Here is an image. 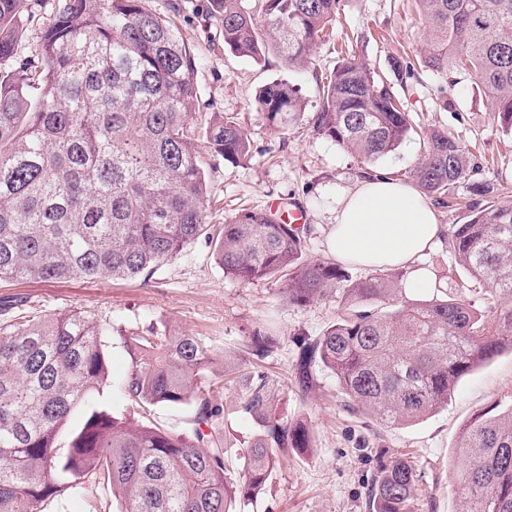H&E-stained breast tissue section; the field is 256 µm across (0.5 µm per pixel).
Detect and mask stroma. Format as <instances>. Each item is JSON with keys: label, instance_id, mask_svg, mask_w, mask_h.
Here are the masks:
<instances>
[{"label": "stroma", "instance_id": "stroma-1", "mask_svg": "<svg viewBox=\"0 0 512 512\" xmlns=\"http://www.w3.org/2000/svg\"><path fill=\"white\" fill-rule=\"evenodd\" d=\"M175 1L181 35L197 57L195 82L203 101L211 111L235 117L251 142L246 160L206 157L209 223H224L243 208H267L274 200L293 205L305 216L307 257L331 259L327 240L344 194L370 168L409 180L421 153L419 141H405L370 166L316 135L305 122L274 129L257 111L255 95L266 83L283 81L299 89L307 111L313 112L321 100L320 75L332 70L340 50L353 49L383 75L390 72L391 57L417 58L424 23L415 0H347L332 40L321 45L312 69L288 67L273 55L262 60L237 56L224 47L210 0ZM406 97L417 130L448 129L470 149L482 167L480 180L491 184L495 197L512 200V134L466 72L446 77L420 72ZM281 288L276 280L244 284L226 276L212 248L200 240L145 279L3 281L0 304L18 301L27 311L48 316L84 311L116 328L135 323L165 327L202 337L236 358L245 353L254 331L272 334V351L262 366L283 392L289 417L310 428L313 446L280 458L250 512H366L377 462L400 456L414 461L421 475L413 512H461L454 480L460 430L512 395V354L502 353L460 379L440 411L383 428L348 410L330 373H317L309 397L297 398L295 342L320 336L335 320L338 303L332 299L298 307L284 299ZM105 345L111 373L105 399L115 413L135 423L148 418L175 432L191 429L188 408L160 406L147 415L126 397L121 382L130 366L128 352L115 335L106 337Z\"/></svg>", "mask_w": 512, "mask_h": 512}]
</instances>
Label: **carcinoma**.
I'll list each match as a JSON object with an SVG mask.
<instances>
[{"instance_id":"obj_1","label":"carcinoma","mask_w":512,"mask_h":512,"mask_svg":"<svg viewBox=\"0 0 512 512\" xmlns=\"http://www.w3.org/2000/svg\"><path fill=\"white\" fill-rule=\"evenodd\" d=\"M20 0H0V281L94 280L154 274L204 240L224 274L245 284L285 279L288 303L337 299L342 311L321 336L299 343V393L316 371L332 374L354 414L397 427L448 405L458 379L512 351V200L491 201L452 224L468 299L449 290L412 299L405 268H374L352 280L341 264L305 258L299 228L268 209L244 208L207 223L209 189L199 151L240 161L251 144L232 116L198 135L206 107L196 59L176 14L148 0H53L52 18L23 54ZM426 22L418 65L392 58L396 81L348 53L325 77L314 131L372 164L414 131L401 92L424 69L465 71L512 133V0H417ZM345 0H211L224 47L290 67L314 64ZM255 104L281 128L305 118L298 89L262 86ZM470 151L451 132L423 133L411 175L421 192L450 204L473 176ZM5 315L0 325V512H45L66 494L98 491L124 512H247L278 458L312 447L309 428L282 410L260 361L274 340L250 336L236 366L198 337L155 326L122 330L130 367L124 392L142 405L187 406L188 433L132 423L96 403L110 385L102 337L112 329L81 311ZM240 390L235 412L251 419L250 447L229 469L225 410L215 391ZM82 424L63 432L73 412ZM455 476L465 512H512V399L460 433ZM421 476L400 457L376 465L370 512H412Z\"/></svg>"}]
</instances>
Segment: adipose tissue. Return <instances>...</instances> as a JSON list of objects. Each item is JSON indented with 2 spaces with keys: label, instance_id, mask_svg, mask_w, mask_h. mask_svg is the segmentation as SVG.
<instances>
[{
  "label": "adipose tissue",
  "instance_id": "obj_1",
  "mask_svg": "<svg viewBox=\"0 0 512 512\" xmlns=\"http://www.w3.org/2000/svg\"><path fill=\"white\" fill-rule=\"evenodd\" d=\"M444 232L434 207L411 183L368 176L342 198L329 246L348 264L409 269L405 287L408 293L421 294L437 281L418 262Z\"/></svg>",
  "mask_w": 512,
  "mask_h": 512
}]
</instances>
